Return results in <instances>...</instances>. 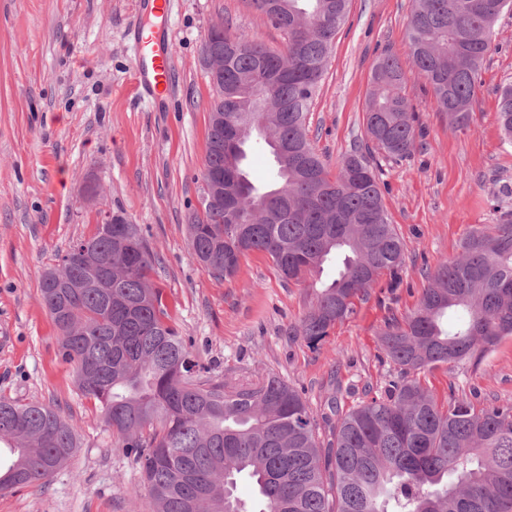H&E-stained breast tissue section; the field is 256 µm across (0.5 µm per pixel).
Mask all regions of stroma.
<instances>
[{"label":"stroma","instance_id":"35a3bbf8","mask_svg":"<svg viewBox=\"0 0 512 512\" xmlns=\"http://www.w3.org/2000/svg\"><path fill=\"white\" fill-rule=\"evenodd\" d=\"M174 93L164 111L133 81V31L148 13L140 0H0V396L58 410L80 435L66 466L40 487L0 493V512H155L141 472L58 356L57 330L41 303L44 272L105 212H123L153 251L152 282L171 324L211 376H282L312 411L330 396L342 410L398 377L383 358L385 321L416 306L426 272L457 256L463 239L499 221V193L512 185V144L497 121L512 84V12L494 23L468 126L438 112L432 92L407 69L418 147L379 159L380 186L406 247L399 288L379 282L354 316L318 348L291 335L303 287L284 283L252 252L236 276L216 278L190 256L188 226L201 210L214 89L202 61L207 31L223 25L280 51L286 40L249 0H171ZM412 0H350L310 115L309 137L330 171L364 115L374 60H407ZM438 399L469 395L477 407L512 402V337L480 363L422 373Z\"/></svg>","mask_w":512,"mask_h":512}]
</instances>
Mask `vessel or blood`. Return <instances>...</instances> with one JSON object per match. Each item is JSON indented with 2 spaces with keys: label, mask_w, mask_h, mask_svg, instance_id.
<instances>
[{
  "label": "vessel or blood",
  "mask_w": 512,
  "mask_h": 512,
  "mask_svg": "<svg viewBox=\"0 0 512 512\" xmlns=\"http://www.w3.org/2000/svg\"><path fill=\"white\" fill-rule=\"evenodd\" d=\"M144 9L158 18L159 23L146 30H137L135 42L138 52L134 70L139 85L150 97L158 100L168 95L172 84L173 59L165 25L171 12L170 0H146Z\"/></svg>",
  "instance_id": "b4317fda"
}]
</instances>
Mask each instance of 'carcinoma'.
Masks as SVG:
<instances>
[{"label":"carcinoma","instance_id":"obj_1","mask_svg":"<svg viewBox=\"0 0 512 512\" xmlns=\"http://www.w3.org/2000/svg\"><path fill=\"white\" fill-rule=\"evenodd\" d=\"M349 0H253L288 37L285 54L210 29L202 54L224 58V137L208 133L202 178L224 173V206L203 205L189 225L191 257L233 278L240 260L266 254L280 277L309 284V307L291 333L312 347L356 313L382 276L400 286L405 245L391 223L375 156L416 148L406 77L385 52L372 69L366 142L333 175L307 135L313 98ZM512 0H414L410 62L438 111L465 124L491 45ZM512 142V85L499 97ZM277 158L258 186L245 162L252 138ZM77 261L48 269L41 301L59 331V354L81 391L99 402L112 434L134 453L156 512H255L237 495L255 487L260 512H512V403L478 409L466 395L442 402L418 375L480 361L512 337V210L493 231L474 230L453 260L428 274L416 308L385 322L381 352L400 370L378 397L340 414L321 448L302 395L269 372L241 383L202 379L205 367L169 323L152 286L155 256L135 224L96 225ZM341 259L336 277L324 264ZM79 447L54 408L0 398V492L45 483Z\"/></svg>","mask_w":512,"mask_h":512}]
</instances>
